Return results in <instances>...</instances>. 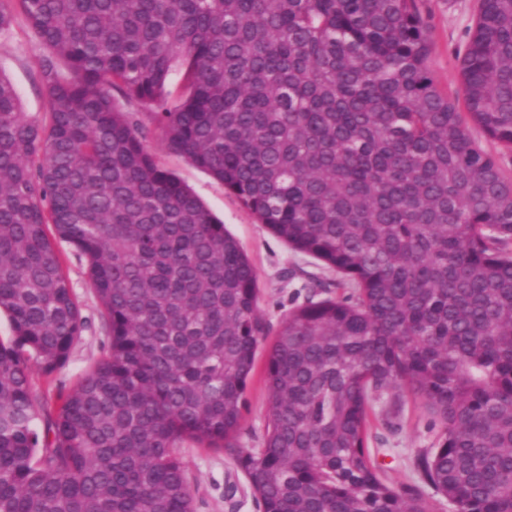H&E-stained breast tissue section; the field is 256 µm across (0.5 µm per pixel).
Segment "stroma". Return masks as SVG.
<instances>
[{
    "instance_id": "35a3bbf8",
    "label": "stroma",
    "mask_w": 512,
    "mask_h": 512,
    "mask_svg": "<svg viewBox=\"0 0 512 512\" xmlns=\"http://www.w3.org/2000/svg\"><path fill=\"white\" fill-rule=\"evenodd\" d=\"M431 43L429 68L437 88L456 108L464 106L460 61L475 25L480 0H417ZM46 50L22 16L0 31V73L14 85L26 115L48 120V105L33 77ZM159 162L177 175L223 221L254 266L259 288V313L271 331H278L289 312L312 292L313 280L326 284L322 297H336V275L312 256L295 252L261 224L223 185L184 158L168 152L157 133L147 139ZM63 269L80 303L85 329L75 342L67 363L51 377L34 374L40 396L55 398L70 390L85 370L107 352L106 336L98 315V301L89 284L86 266L72 248H65ZM267 350L256 352L255 367L243 410L242 442L260 447L267 429V388L264 382ZM368 448L382 465L381 476L399 487L420 483L419 455L433 448L439 425L424 401L405 398L399 406L387 400L373 404ZM180 453L187 467L195 512H260L257 497L235 459L221 448H204L186 441Z\"/></svg>"
}]
</instances>
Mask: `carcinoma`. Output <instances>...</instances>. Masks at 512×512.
Segmentation results:
<instances>
[{
    "label": "carcinoma",
    "instance_id": "carcinoma-1",
    "mask_svg": "<svg viewBox=\"0 0 512 512\" xmlns=\"http://www.w3.org/2000/svg\"><path fill=\"white\" fill-rule=\"evenodd\" d=\"M16 14L48 49L49 120L0 73V512H194L185 440L232 455L261 512H428L367 447L384 395L439 422L426 485L512 512V179L464 120L512 151V0H481L465 116L417 0H0V31ZM117 94L349 290L277 331L260 448L239 442L256 272ZM64 244L109 352L50 401L31 367L52 376L84 329Z\"/></svg>",
    "mask_w": 512,
    "mask_h": 512
}]
</instances>
